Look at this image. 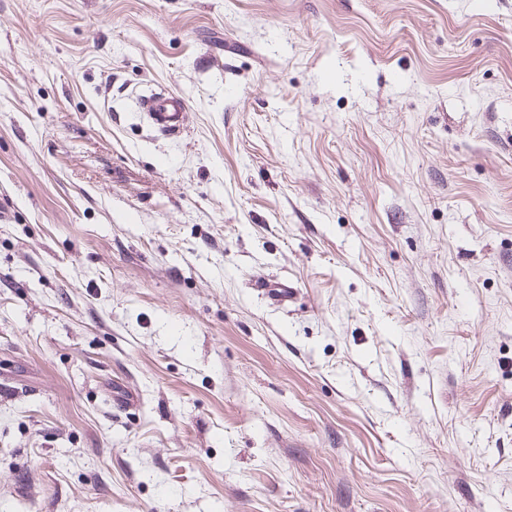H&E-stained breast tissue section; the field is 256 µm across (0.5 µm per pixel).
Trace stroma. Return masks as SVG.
<instances>
[{
  "label": "stroma",
  "instance_id": "35a3bbf8",
  "mask_svg": "<svg viewBox=\"0 0 512 512\" xmlns=\"http://www.w3.org/2000/svg\"><path fill=\"white\" fill-rule=\"evenodd\" d=\"M4 500L512 512V0H0ZM144 120L167 136H177L184 129L187 102L172 93H154L141 99Z\"/></svg>",
  "mask_w": 512,
  "mask_h": 512
}]
</instances>
